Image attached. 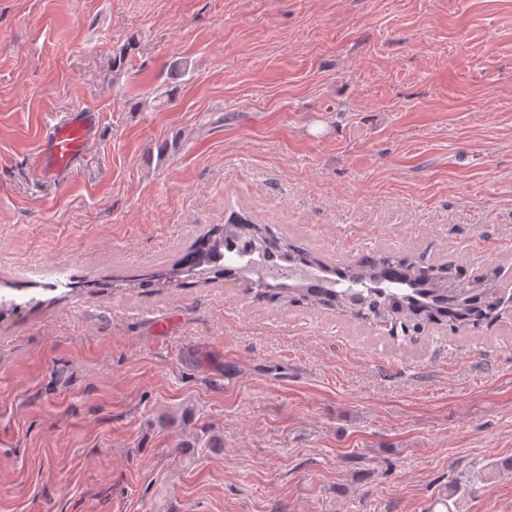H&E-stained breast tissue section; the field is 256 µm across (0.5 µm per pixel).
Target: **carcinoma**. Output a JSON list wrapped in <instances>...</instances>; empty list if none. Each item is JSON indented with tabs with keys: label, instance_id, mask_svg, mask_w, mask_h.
Returning a JSON list of instances; mask_svg holds the SVG:
<instances>
[{
	"label": "carcinoma",
	"instance_id": "cac0c4a2",
	"mask_svg": "<svg viewBox=\"0 0 512 512\" xmlns=\"http://www.w3.org/2000/svg\"><path fill=\"white\" fill-rule=\"evenodd\" d=\"M274 257L293 267H315L322 276L312 282L288 284L250 281L246 291L279 305L305 306L331 311L373 324L398 329L414 341L430 329L456 333L490 325L512 308V289L496 283L492 275L465 276L456 261L441 256L413 259L391 252H376L336 264L312 249L295 244L270 224H261L235 211L224 223L204 232L169 272L144 278L141 288L178 289L201 279L222 283L238 275L237 260L252 254ZM464 289L448 299L444 278ZM39 301L23 303L0 296V320Z\"/></svg>",
	"mask_w": 512,
	"mask_h": 512
}]
</instances>
